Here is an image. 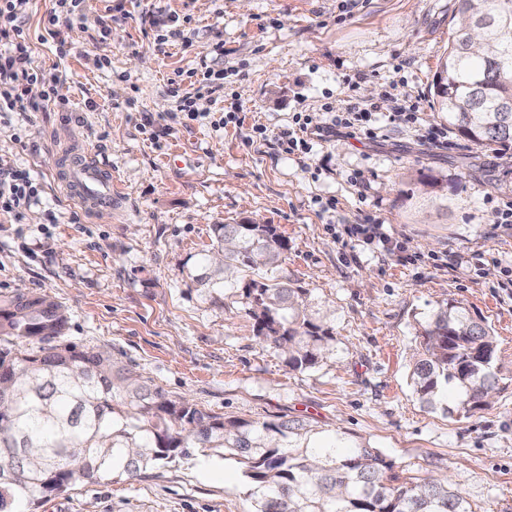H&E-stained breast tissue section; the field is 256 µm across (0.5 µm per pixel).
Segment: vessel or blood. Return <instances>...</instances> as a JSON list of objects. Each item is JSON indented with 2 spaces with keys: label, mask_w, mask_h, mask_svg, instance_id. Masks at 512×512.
Wrapping results in <instances>:
<instances>
[{
  "label": "vessel or blood",
  "mask_w": 512,
  "mask_h": 512,
  "mask_svg": "<svg viewBox=\"0 0 512 512\" xmlns=\"http://www.w3.org/2000/svg\"><path fill=\"white\" fill-rule=\"evenodd\" d=\"M62 177L73 197L92 211L111 209L117 199L112 189L111 166L93 160L91 153L70 155Z\"/></svg>",
  "instance_id": "1"
}]
</instances>
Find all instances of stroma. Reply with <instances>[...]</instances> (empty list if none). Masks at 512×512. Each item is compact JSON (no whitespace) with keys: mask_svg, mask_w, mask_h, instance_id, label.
Masks as SVG:
<instances>
[{"mask_svg":"<svg viewBox=\"0 0 512 512\" xmlns=\"http://www.w3.org/2000/svg\"><path fill=\"white\" fill-rule=\"evenodd\" d=\"M458 6L84 0L51 30L56 0H31V57L58 106L0 112V167L39 187L24 223L0 210V301L51 296L68 312L65 344L102 352L170 398L227 418H302L378 448L398 482L439 475L472 512H512V233L495 229L492 213L512 203V145L480 149L452 132L436 147L386 118L409 96L423 127L439 125L433 81ZM210 69L224 80L198 95ZM353 102L370 110L379 138L281 149L294 116ZM83 147L112 163L113 210L81 206L58 177L63 154ZM330 199L336 209L323 210ZM251 220L288 241L269 277L307 289L336 338L312 369L289 370L259 341L244 281L210 293L198 280L214 225ZM371 220L438 265L407 267L327 230ZM450 300L496 336L493 396L466 413L428 408L409 385L415 327ZM246 491L234 460L197 451L19 510L250 512Z\"/></svg>","mask_w":512,"mask_h":512,"instance_id":"35a3bbf8","label":"stroma"}]
</instances>
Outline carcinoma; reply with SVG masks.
<instances>
[{"mask_svg":"<svg viewBox=\"0 0 512 512\" xmlns=\"http://www.w3.org/2000/svg\"><path fill=\"white\" fill-rule=\"evenodd\" d=\"M433 96L448 128L477 148L512 144V0H460ZM222 283L244 272L256 336L291 369L317 365L336 337L309 311L307 292L260 272L288 242L271 224L214 225ZM66 310L46 294L17 293L0 306V512L20 499L63 493L82 480H110L200 448L240 464L251 512H471L444 478L401 484L392 461L366 444L327 440L303 420L253 422L209 414L172 400L93 349L62 343ZM421 351L413 393L434 407L448 388L468 412L497 379L495 337L466 306L450 300L418 323Z\"/></svg>","mask_w":512,"mask_h":512,"instance_id":"cac0c4a2","label":"carcinoma"}]
</instances>
